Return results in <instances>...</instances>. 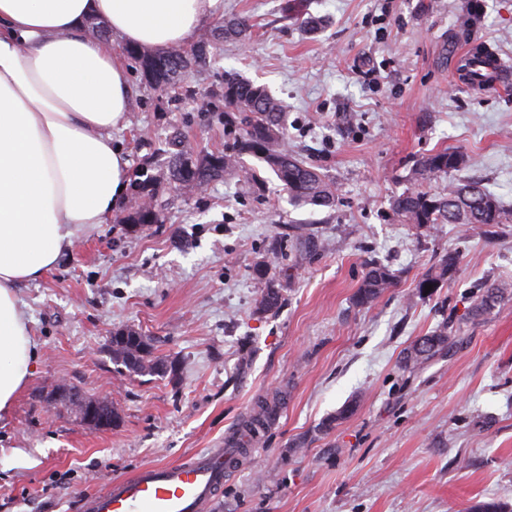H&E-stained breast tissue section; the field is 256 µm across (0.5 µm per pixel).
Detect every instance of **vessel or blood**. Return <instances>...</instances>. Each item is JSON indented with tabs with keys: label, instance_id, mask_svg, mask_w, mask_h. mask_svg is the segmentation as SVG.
I'll return each instance as SVG.
<instances>
[{
	"label": "vessel or blood",
	"instance_id": "vessel-or-blood-1",
	"mask_svg": "<svg viewBox=\"0 0 512 512\" xmlns=\"http://www.w3.org/2000/svg\"><path fill=\"white\" fill-rule=\"evenodd\" d=\"M460 60H471L461 72L464 86L489 90L512 83V64L494 58L492 65L474 59L463 49ZM230 448H210L192 458L140 469L132 477L113 480L106 488L88 496L85 512H206L216 501L230 471Z\"/></svg>",
	"mask_w": 512,
	"mask_h": 512
}]
</instances>
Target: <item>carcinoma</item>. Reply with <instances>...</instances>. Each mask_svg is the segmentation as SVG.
Returning <instances> with one entry per match:
<instances>
[{"instance_id":"1","label":"carcinoma","mask_w":512,"mask_h":512,"mask_svg":"<svg viewBox=\"0 0 512 512\" xmlns=\"http://www.w3.org/2000/svg\"><path fill=\"white\" fill-rule=\"evenodd\" d=\"M249 28L241 17L226 19L209 32V37L184 48L159 53H146L126 47L124 52L136 60L146 82L156 88L175 90L182 73L192 66H209L219 61L222 44L240 40ZM224 132L232 138V145L220 151H195L189 148L183 134L175 130L165 141L163 154L167 157L166 178L161 179L146 171L137 173L133 181L135 205L121 221L141 229L161 222L158 204L164 185L203 189L210 182L232 176L243 168L244 157L252 156L265 163L276 175L290 199L300 205L333 208L337 201L335 185L315 167L306 164L288 149L285 133L287 105L272 96L264 87L237 74H224ZM465 166L464 155L457 150L443 148L414 161L410 170V186L393 196L394 214L405 224H417L429 229L438 224H455L465 230L477 225L512 224V208H506L499 198L477 180L458 178L448 182L442 190H434L436 178L458 172ZM322 247L321 239L311 233H298L295 248L306 256L316 254ZM458 256L445 255L416 283L420 294L425 286L442 287L455 271ZM256 278L264 285L260 299L263 312L276 310L281 304V289L275 287L268 268H256ZM394 285V275L385 266L373 264L367 269L355 295L359 306L374 303ZM512 295V281L498 280L488 286L474 313L492 308L504 297ZM434 343L418 350L407 348L405 364H421L448 347V333L439 329L430 334ZM112 362L127 371L141 375H163L168 366L153 355L150 337L135 331L112 335Z\"/></svg>"}]
</instances>
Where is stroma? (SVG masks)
Returning <instances> with one entry per match:
<instances>
[{"label": "stroma", "instance_id": "stroma-1", "mask_svg": "<svg viewBox=\"0 0 512 512\" xmlns=\"http://www.w3.org/2000/svg\"><path fill=\"white\" fill-rule=\"evenodd\" d=\"M224 15L249 18V36L186 70L183 96L131 65V110L112 132L130 171L159 172L175 129L223 148L220 93L234 72L287 103L288 146L335 183L336 206L294 205L266 169L261 190L243 175L169 186L162 223L131 230L128 197L78 232L18 289L39 358L0 416V512H84L111 479L215 447L272 398L282 412L241 436L246 453L209 512H478L492 500L512 512V296L471 314L512 277V224L431 230L391 209L415 159L440 147L512 206V90L454 77L455 50L475 37L512 62V0H224ZM309 16L322 22L313 34ZM299 225L322 251L294 255ZM448 252L459 258L449 283L418 294ZM372 262L396 285L360 307ZM261 264L291 271L271 313L259 308ZM443 326L447 349L405 367L412 342ZM127 328L152 338L169 372L113 364L110 338ZM62 382L108 398L119 426L80 423L56 397ZM508 295H512V281L508 279L498 280L488 286L473 312L475 314L484 312Z\"/></svg>", "mask_w": 512, "mask_h": 512}]
</instances>
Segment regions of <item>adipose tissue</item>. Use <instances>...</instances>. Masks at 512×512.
Wrapping results in <instances>:
<instances>
[{
	"instance_id": "obj_1",
	"label": "adipose tissue",
	"mask_w": 512,
	"mask_h": 512,
	"mask_svg": "<svg viewBox=\"0 0 512 512\" xmlns=\"http://www.w3.org/2000/svg\"><path fill=\"white\" fill-rule=\"evenodd\" d=\"M223 10L224 0H0V413L37 359L19 286L126 195L112 130L133 87L118 44L185 46ZM93 17L111 39L87 35Z\"/></svg>"
}]
</instances>
